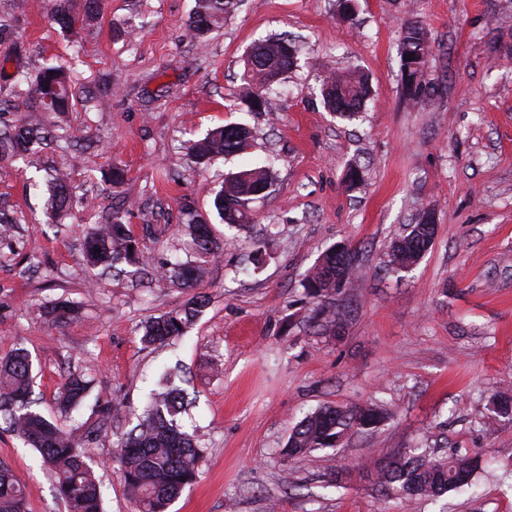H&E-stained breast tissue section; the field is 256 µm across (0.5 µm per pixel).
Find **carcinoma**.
Segmentation results:
<instances>
[{"label":"carcinoma","instance_id":"obj_1","mask_svg":"<svg viewBox=\"0 0 512 512\" xmlns=\"http://www.w3.org/2000/svg\"><path fill=\"white\" fill-rule=\"evenodd\" d=\"M102 0H84L83 13L74 14L69 0H51L50 16L62 30L93 24L101 11ZM237 0H196V9L188 25L192 39L202 38L224 25L227 14L235 9ZM254 58L244 60L240 101L254 102V111H269L268 94L279 86L271 81L273 74L286 76L292 69L291 57L299 51L296 44L284 37L270 36L255 44ZM432 53V38L418 23L405 25L400 41L401 81L404 94L411 100L431 95L427 63ZM413 56L416 66H408L406 57ZM15 64L16 83L24 81L20 67V43L14 39L10 19L0 16V64ZM29 93L46 112H68L71 106L70 70L56 65L39 69ZM367 76L358 70L333 73L322 79L321 95L326 108L343 118L362 111L370 97ZM11 130L0 132V157L16 153H35L34 146L50 134L48 128H34L20 119L10 124ZM252 130L241 123L213 129L206 136L190 141L188 159L203 165L211 160L238 155L251 147ZM274 184L272 165L244 169L230 174L215 194L214 207L221 220L243 228L251 223L246 202L250 193ZM49 202L54 211L71 202L68 176L58 170L47 179ZM184 222L192 250L201 258L218 255L220 246L208 222L190 212ZM435 228L414 224L396 240L391 251V266L406 271L431 248ZM136 261L144 258L137 240L125 220V213L116 210L103 224L93 226L87 237L83 260L91 268L109 269L120 259ZM357 269V254H337L336 247L325 250L305 276L307 293L320 301L315 319L324 327L334 326L336 312L330 299L340 292L338 281L350 282ZM205 275L203 265L194 261L175 263L164 277L185 288L194 287ZM206 304L203 295L190 298L143 326L141 341L147 346L164 345L184 334ZM78 314V308L58 302L44 309V315L57 323H65ZM89 392L88 382L80 375L65 381L58 397L60 414L68 416L81 405ZM493 409L512 420V397L506 392L494 395ZM32 399V362L29 354L17 349L0 358V420L27 445L35 448L43 465L56 482L58 495L67 512H103V490L88 463L84 435L75 429L66 430L34 408ZM186 411L185 400L177 388L150 395L138 424L121 440L117 449L118 472L136 512H166L169 504L193 484L199 475L204 449L194 435L184 430L178 416ZM387 417L378 403L346 407L325 406L296 424L286 444V455L300 457L317 449L334 448L336 440L356 432L376 428ZM370 468L376 484L386 497L405 495L432 498L450 493L469 484L478 469V460L467 454L440 455L434 448H405L392 456L373 460ZM22 484L12 469L0 463V512H24Z\"/></svg>","mask_w":512,"mask_h":512}]
</instances>
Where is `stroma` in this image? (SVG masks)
<instances>
[{
    "instance_id": "35a3bbf8",
    "label": "stroma",
    "mask_w": 512,
    "mask_h": 512,
    "mask_svg": "<svg viewBox=\"0 0 512 512\" xmlns=\"http://www.w3.org/2000/svg\"><path fill=\"white\" fill-rule=\"evenodd\" d=\"M195 0H104L92 26L63 32L47 0H0L18 18L24 74L62 62L74 73L72 110L40 111L0 81L23 119L70 126L33 156L0 160V357L25 348L38 410L58 419L66 377L90 391L65 419L94 428L112 406L107 432L89 441L103 483L104 512H135L118 474L116 444L131 430L166 367L182 364L195 402L182 419L205 457L197 481L169 512H512V421L489 409L512 381V0H241L223 27L190 39ZM420 21L431 34L434 96L415 104L401 85L399 41ZM301 48L268 113L243 111L244 53L266 36ZM358 68L372 95L358 117L328 112L322 76ZM248 123L252 147L199 168L189 140ZM273 160L267 197L253 221L222 224L213 199L225 177ZM362 181H345L349 164ZM126 171L112 188L111 166ZM64 169L88 210L53 215L44 187ZM207 217L224 248L197 289L161 279L185 260L183 214ZM121 210L145 251L141 263L97 275L82 262L92 224ZM425 211L432 248L411 270L388 269L395 239ZM157 226L146 235L145 225ZM358 252L355 278L335 300L336 326L314 327L318 305L303 287L327 248ZM261 263H254V249ZM209 304L185 336L144 346L142 326L194 293ZM65 299L78 317L59 324L44 304ZM375 401L390 412L377 428L335 448L290 460L292 428L325 405ZM440 446L482 453L472 484L435 500L383 499L367 460L398 449ZM0 462L23 483L27 512H66L38 452L0 429ZM341 469V488L327 486Z\"/></svg>"
}]
</instances>
